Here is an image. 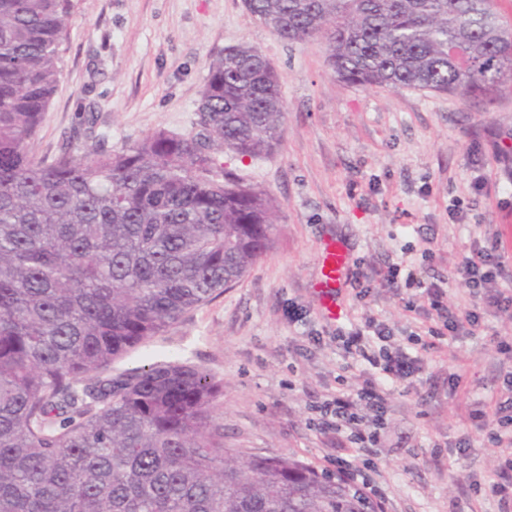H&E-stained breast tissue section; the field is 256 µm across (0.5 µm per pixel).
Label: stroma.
Instances as JSON below:
<instances>
[{
  "label": "stroma",
  "mask_w": 512,
  "mask_h": 512,
  "mask_svg": "<svg viewBox=\"0 0 512 512\" xmlns=\"http://www.w3.org/2000/svg\"><path fill=\"white\" fill-rule=\"evenodd\" d=\"M61 74L32 144L53 156L82 112L113 149L165 130L190 133L210 59L228 46L257 47L274 66L287 105L283 138L262 159L220 153L245 182L279 206L276 243L250 273L115 362L118 371L176 358L222 385L224 446L288 456L335 475L337 457L380 490L386 512H498L488 486L500 459L484 416L505 387L497 341L512 317L462 285L450 309H477L475 332L429 336L421 283L447 275L484 241H500L512 216V83L493 104L404 87L355 86L332 72L323 38L287 42L256 21L243 0H73ZM348 249L370 273L350 284L328 317L314 284L323 240ZM433 259H425V251ZM418 285L382 287L389 266ZM370 312L392 343L420 357L418 377L390 382L373 445L337 442L313 410L374 377L347 354L337 328Z\"/></svg>",
  "instance_id": "1"
}]
</instances>
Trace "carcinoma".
<instances>
[{
	"instance_id": "carcinoma-1",
	"label": "carcinoma",
	"mask_w": 512,
	"mask_h": 512,
	"mask_svg": "<svg viewBox=\"0 0 512 512\" xmlns=\"http://www.w3.org/2000/svg\"><path fill=\"white\" fill-rule=\"evenodd\" d=\"M244 5L283 40L323 35L346 84L491 103L512 79L493 0ZM70 16L71 0H0V512H373L300 460L229 455L223 387L196 367L112 370L273 248L275 201L216 153H273L286 106L239 44L210 61L194 132L38 159Z\"/></svg>"
}]
</instances>
